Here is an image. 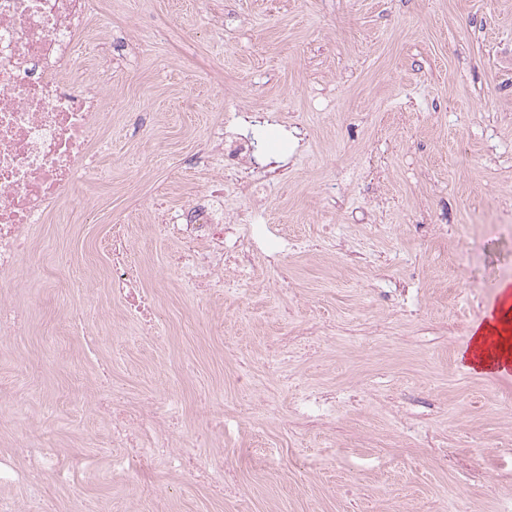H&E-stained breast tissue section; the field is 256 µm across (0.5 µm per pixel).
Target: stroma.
Instances as JSON below:
<instances>
[{
	"instance_id": "stroma-1",
	"label": "stroma",
	"mask_w": 512,
	"mask_h": 512,
	"mask_svg": "<svg viewBox=\"0 0 512 512\" xmlns=\"http://www.w3.org/2000/svg\"><path fill=\"white\" fill-rule=\"evenodd\" d=\"M117 64L103 35L79 36L77 84L112 89L95 147V211L58 208L28 228L33 252L5 290L20 324L0 339V448L50 436L82 467L39 492L0 486L19 512H135L121 471L88 474L111 448L93 404L101 372L125 401L169 388L170 431L197 438L207 482L177 472L155 512H501L512 504V373L460 355L499 286L512 282V0H112ZM270 134L262 197L224 172V211L255 212L298 241L280 262L256 252L246 294H198L154 235L212 187L196 162L214 131ZM129 227L158 332L140 334L107 297L112 225ZM98 338L92 356L84 334ZM297 345L282 377L267 352ZM285 419L238 418L240 363ZM336 395L334 415L295 411L292 385ZM224 434L205 432V409ZM272 449V468L249 459Z\"/></svg>"
}]
</instances>
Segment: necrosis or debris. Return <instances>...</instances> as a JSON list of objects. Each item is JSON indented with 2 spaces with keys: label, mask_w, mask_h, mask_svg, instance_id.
Masks as SVG:
<instances>
[{
  "label": "necrosis or debris",
  "mask_w": 512,
  "mask_h": 512,
  "mask_svg": "<svg viewBox=\"0 0 512 512\" xmlns=\"http://www.w3.org/2000/svg\"><path fill=\"white\" fill-rule=\"evenodd\" d=\"M93 18L102 29L110 28L99 0H0V288L15 285L19 257L29 247L28 225L42 223L64 200L79 214L94 206L90 198L74 195L73 188L91 171L90 150L111 102L102 88L76 87L68 79L78 64L77 39ZM223 195L222 185H213L195 194L174 220L151 227L155 235L177 237L182 247L172 264L191 274L203 292L223 287L228 266L249 278L255 247L274 256L288 247L287 235L270 234L267 225L225 223ZM111 250L113 298L144 330H152L153 307L131 286L136 264L125 225H114ZM121 398L119 387L106 385L96 405L112 415V444L127 449L119 464L134 482L154 491L160 474L186 462L194 477H209V469L193 464L194 439L171 446L162 427L177 410L174 396L150 393L134 412ZM49 470L69 472L51 445L30 444L21 459L0 452L1 485L32 486Z\"/></svg>",
  "instance_id": "1"
}]
</instances>
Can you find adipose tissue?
Masks as SVG:
<instances>
[{
  "mask_svg": "<svg viewBox=\"0 0 512 512\" xmlns=\"http://www.w3.org/2000/svg\"><path fill=\"white\" fill-rule=\"evenodd\" d=\"M463 357L477 371L505 373L512 370V283H503L500 298L489 318L475 326Z\"/></svg>",
  "mask_w": 512,
  "mask_h": 512,
  "instance_id": "obj_1",
  "label": "adipose tissue"
}]
</instances>
